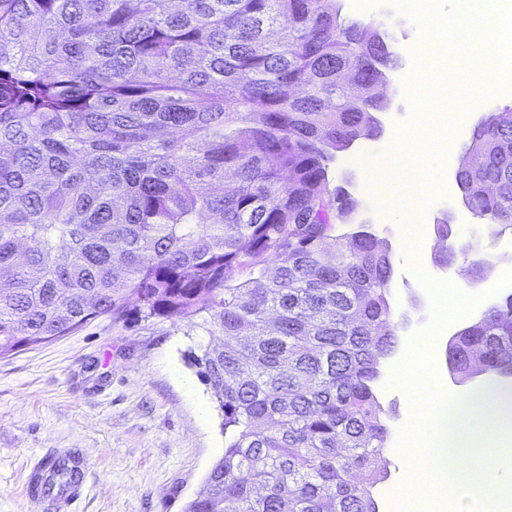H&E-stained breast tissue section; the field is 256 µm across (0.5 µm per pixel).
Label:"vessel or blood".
I'll return each instance as SVG.
<instances>
[{
  "instance_id": "obj_1",
  "label": "vessel or blood",
  "mask_w": 512,
  "mask_h": 512,
  "mask_svg": "<svg viewBox=\"0 0 512 512\" xmlns=\"http://www.w3.org/2000/svg\"><path fill=\"white\" fill-rule=\"evenodd\" d=\"M78 462L69 451L59 450L43 455L29 469L25 483L26 497L37 503L41 512H68L85 491L84 477H77L68 483L47 484L48 471L60 468L77 467Z\"/></svg>"
}]
</instances>
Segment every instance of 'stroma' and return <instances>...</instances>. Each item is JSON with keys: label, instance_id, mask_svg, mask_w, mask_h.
Masks as SVG:
<instances>
[{"label": "stroma", "instance_id": "obj_1", "mask_svg": "<svg viewBox=\"0 0 512 512\" xmlns=\"http://www.w3.org/2000/svg\"><path fill=\"white\" fill-rule=\"evenodd\" d=\"M337 2L350 20L366 24L390 17L392 26L383 38L402 65L387 71L381 89L388 103L378 114L381 134L337 153L328 169L330 184L345 188L356 201V222L390 243L388 299L396 316L431 309L413 271L418 265L430 277L446 274L463 291L481 295L471 315L455 324V331H462L498 305L489 291L505 268L489 256L484 272L469 276L459 261L438 260L444 248L436 233L439 220H448L460 246L473 242L486 226L473 216L465 222L459 218L465 205L456 173L463 155L448 150L438 198L406 210L428 219L415 260L401 247L399 216L373 201L363 168L351 163L355 156L381 154L412 120L403 81L411 72L420 29L389 0H374L369 7L359 0ZM207 341L205 332L178 315L134 316L118 324L102 316L72 335L0 358V512H39L22 492L27 470L37 458L61 448L79 451L88 468V490L73 512H184L224 453L218 404L183 357L188 347ZM397 362L394 355L382 360L375 388L391 437L401 429L407 407L403 395L384 381Z\"/></svg>", "mask_w": 512, "mask_h": 512}]
</instances>
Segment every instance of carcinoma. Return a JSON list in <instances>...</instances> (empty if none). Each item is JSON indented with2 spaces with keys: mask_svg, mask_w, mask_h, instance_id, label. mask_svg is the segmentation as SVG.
I'll return each instance as SVG.
<instances>
[{
  "mask_svg": "<svg viewBox=\"0 0 512 512\" xmlns=\"http://www.w3.org/2000/svg\"><path fill=\"white\" fill-rule=\"evenodd\" d=\"M399 60L336 0H0V356L181 315L224 455L185 512H378L389 245L330 187ZM456 173L512 229V109ZM512 379V297L449 350Z\"/></svg>",
  "mask_w": 512,
  "mask_h": 512,
  "instance_id": "cac0c4a2",
  "label": "carcinoma"
}]
</instances>
